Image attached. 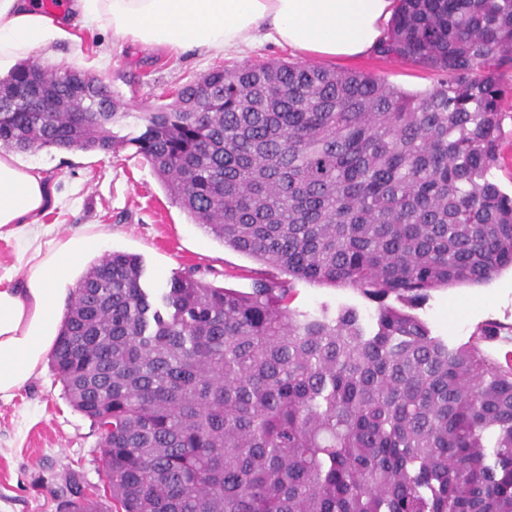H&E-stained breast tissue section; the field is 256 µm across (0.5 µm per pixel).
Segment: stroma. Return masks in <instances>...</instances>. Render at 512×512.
Returning a JSON list of instances; mask_svg holds the SVG:
<instances>
[{"mask_svg": "<svg viewBox=\"0 0 512 512\" xmlns=\"http://www.w3.org/2000/svg\"><path fill=\"white\" fill-rule=\"evenodd\" d=\"M34 60L60 69H78L123 95L129 105L156 103L162 91L215 68L232 69L272 59L295 61L288 47L260 44L242 55L221 56L191 48L154 52L116 38L111 32H80L77 41ZM328 68L372 74L406 91L431 87L434 75L409 63H393L369 53L354 60H331ZM39 167L60 202L40 216L57 238L78 232L104 233L106 251L135 254L144 267L143 285L166 288L172 276L197 266L214 285L248 290L263 264L208 235L166 194L149 167L126 148L117 154L54 150L19 154ZM293 307L315 312L321 304L352 306L371 316L374 302L348 289L299 282ZM434 335L449 344L467 343L489 323L512 325V269L480 285L432 291L414 310ZM88 493H103L105 476L99 437L91 422L66 400L51 366H44L16 395L0 399V512H66L70 480Z\"/></svg>", "mask_w": 512, "mask_h": 512, "instance_id": "35a3bbf8", "label": "stroma"}]
</instances>
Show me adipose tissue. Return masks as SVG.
Wrapping results in <instances>:
<instances>
[{
    "label": "adipose tissue",
    "instance_id": "obj_1",
    "mask_svg": "<svg viewBox=\"0 0 512 512\" xmlns=\"http://www.w3.org/2000/svg\"><path fill=\"white\" fill-rule=\"evenodd\" d=\"M396 0H72L83 28L150 49L191 47L216 55L258 43L311 58H356L382 37ZM67 20L43 14L36 0H0V74L36 50L75 41ZM50 193L34 167L0 156V228L35 224ZM99 234L49 240L29 259L23 285L0 278V398H13L40 369L58 338L59 310L72 269L99 253Z\"/></svg>",
    "mask_w": 512,
    "mask_h": 512
}]
</instances>
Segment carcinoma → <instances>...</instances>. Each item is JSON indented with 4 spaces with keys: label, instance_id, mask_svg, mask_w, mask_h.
I'll list each match as a JSON object with an SVG mask.
<instances>
[{
    "label": "carcinoma",
    "instance_id": "1",
    "mask_svg": "<svg viewBox=\"0 0 512 512\" xmlns=\"http://www.w3.org/2000/svg\"><path fill=\"white\" fill-rule=\"evenodd\" d=\"M378 57L437 75L271 60L215 68L135 113L112 87L41 62L0 76V151L135 147L214 239L279 270L247 291L195 267L162 294L112 252L68 300L51 350L100 437L110 503L69 512H512V358L450 346L386 303L512 267L496 181L512 90V0H397ZM77 104L66 112L53 102ZM351 288L360 311L291 308L294 283Z\"/></svg>",
    "mask_w": 512,
    "mask_h": 512
}]
</instances>
